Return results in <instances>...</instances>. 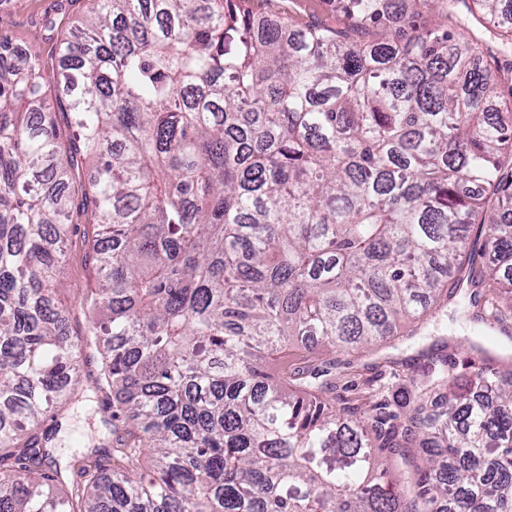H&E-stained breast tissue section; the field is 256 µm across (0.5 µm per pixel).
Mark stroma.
Returning <instances> with one entry per match:
<instances>
[{
    "label": "stroma",
    "mask_w": 512,
    "mask_h": 512,
    "mask_svg": "<svg viewBox=\"0 0 512 512\" xmlns=\"http://www.w3.org/2000/svg\"><path fill=\"white\" fill-rule=\"evenodd\" d=\"M87 0H0V34L23 50L39 52L46 68L58 66L60 39L86 10ZM247 7L257 14L287 16L295 27L314 23L345 25L329 0H249ZM92 228L85 214L73 217L67 256L62 270L64 290L60 296L71 314L73 328H82L81 297L95 288V270L86 256ZM402 331H413V339L394 349L379 346L339 356L336 365V403L354 405L371 392L375 381L409 379L419 376L429 363L447 359L460 375L485 365L487 352L512 358V321L504 329H491L468 319L463 313L444 307L428 317L418 328L402 324ZM99 417L86 408L66 410L62 427L54 440V455L60 464L71 462L78 443L97 436Z\"/></svg>",
    "instance_id": "1"
}]
</instances>
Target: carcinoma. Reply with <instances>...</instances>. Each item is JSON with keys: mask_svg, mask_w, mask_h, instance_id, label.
<instances>
[{"mask_svg": "<svg viewBox=\"0 0 512 512\" xmlns=\"http://www.w3.org/2000/svg\"><path fill=\"white\" fill-rule=\"evenodd\" d=\"M91 2L58 71L0 36V512H512V368L445 358L338 409L336 362L296 364L457 296L512 316V0H329L347 24L302 29L244 0ZM405 3L459 31L363 39ZM75 212L98 287L74 338ZM94 396L108 436L70 483L41 421Z\"/></svg>", "mask_w": 512, "mask_h": 512, "instance_id": "1", "label": "carcinoma"}]
</instances>
